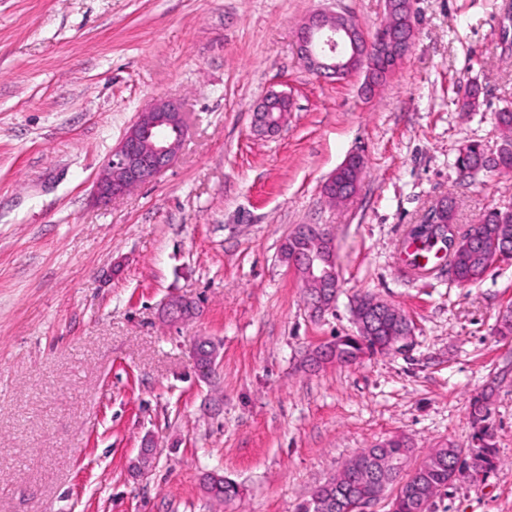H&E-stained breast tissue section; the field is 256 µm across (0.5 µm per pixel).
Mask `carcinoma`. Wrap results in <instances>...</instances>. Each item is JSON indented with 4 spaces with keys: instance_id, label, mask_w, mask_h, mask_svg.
I'll return each instance as SVG.
<instances>
[{
    "instance_id": "cac0c4a2",
    "label": "carcinoma",
    "mask_w": 512,
    "mask_h": 512,
    "mask_svg": "<svg viewBox=\"0 0 512 512\" xmlns=\"http://www.w3.org/2000/svg\"><path fill=\"white\" fill-rule=\"evenodd\" d=\"M481 89L473 85L463 94L460 110L473 112L480 105ZM497 126L502 131V143L497 150L489 152L481 146L470 145L465 156L456 161L467 167L499 173L512 172V109L502 108L495 113ZM477 241H461L451 254V266L458 283L468 285L481 280L489 268L497 262L496 255L503 243L512 241V214L501 208H491L481 214L476 228ZM412 328L411 321L401 312L386 316L380 315L362 340L354 343L338 338L335 344L347 357L388 354L391 343ZM490 400L483 394L470 404L472 424L489 419ZM411 451L408 441L401 437L390 439L382 444L366 448L354 455L342 471L320 486L316 494L321 497V507H300V512H355L356 498L362 496L385 495L391 486H396L394 499L400 502L399 512H419L423 503L432 496L452 485V475L458 464H466L469 450L452 443L446 448H434L425 461L411 474L403 477L390 469L382 468V463L392 459H406ZM208 493L220 501H230L239 496L238 486L224 478L218 483H208Z\"/></svg>"
}]
</instances>
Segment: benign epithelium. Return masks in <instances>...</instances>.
Returning <instances> with one entry per match:
<instances>
[{
  "instance_id": "benign-epithelium-1",
  "label": "benign epithelium",
  "mask_w": 512,
  "mask_h": 512,
  "mask_svg": "<svg viewBox=\"0 0 512 512\" xmlns=\"http://www.w3.org/2000/svg\"><path fill=\"white\" fill-rule=\"evenodd\" d=\"M415 34L414 24L405 27L381 45L365 36L357 23L344 15H327L321 11L310 15L298 28L297 50L306 66L316 75L344 80L364 75L363 95L381 82L393 67L409 53ZM290 96L269 91L253 108L252 127L260 134L275 133L290 109ZM186 132L185 116L180 100L171 97L156 99L139 113L119 145L106 161L95 188L97 200L106 203L135 187L156 180L171 164ZM364 171L363 158L349 155L325 181L324 193L336 186L340 176L352 174L345 199L354 197L360 188ZM451 202L443 198L433 204L419 224L412 225L420 238L432 236L448 240V209ZM312 238L309 250L300 255L284 248L281 258L297 271L307 288L311 311H324L334 303L339 287L336 247L333 238L317 226H299L289 235L301 234Z\"/></svg>"
}]
</instances>
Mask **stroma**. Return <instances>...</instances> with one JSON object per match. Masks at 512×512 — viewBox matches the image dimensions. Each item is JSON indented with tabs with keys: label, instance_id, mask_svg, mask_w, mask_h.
Wrapping results in <instances>:
<instances>
[{
	"label": "stroma",
	"instance_id": "obj_1",
	"mask_svg": "<svg viewBox=\"0 0 512 512\" xmlns=\"http://www.w3.org/2000/svg\"><path fill=\"white\" fill-rule=\"evenodd\" d=\"M415 43L374 97L311 72L312 13L372 35L385 0H0V512H298L364 448L407 437L414 470L447 443L477 447L491 391L496 452L433 512H512V261L454 281L447 258L408 265L410 225L451 199L458 231L512 205V173L461 180L462 141L496 148L512 107V0H412ZM483 94L466 114L469 85ZM291 96L279 131L252 109ZM184 105L183 145L154 182L97 202L98 174L154 99ZM352 153L357 195L325 179ZM329 231L340 288L313 314L280 257L298 226ZM369 293L415 326L413 345L310 369L355 329ZM198 304L164 320L166 304ZM219 345L215 375L193 348ZM219 474L240 495L209 498Z\"/></svg>",
	"mask_w": 512,
	"mask_h": 512
}]
</instances>
